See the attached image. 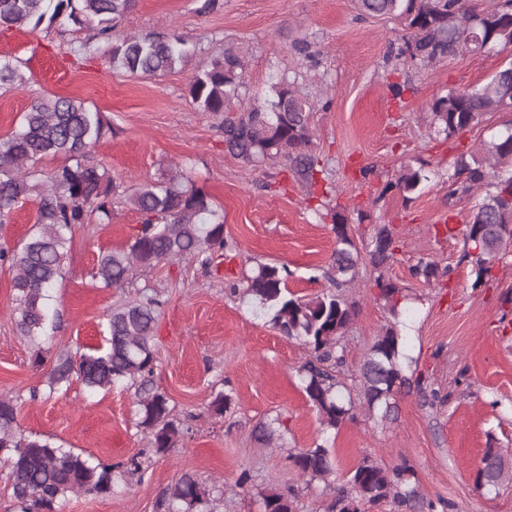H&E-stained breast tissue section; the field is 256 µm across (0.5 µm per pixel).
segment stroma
<instances>
[{
	"label": "stroma",
	"mask_w": 512,
	"mask_h": 512,
	"mask_svg": "<svg viewBox=\"0 0 512 512\" xmlns=\"http://www.w3.org/2000/svg\"><path fill=\"white\" fill-rule=\"evenodd\" d=\"M202 3L136 0L120 20L124 34L175 31L196 41L189 64L161 77L113 70L104 57L76 65L57 54L58 44L86 40V28L0 29V59L23 61L27 78L25 87L0 89V138L40 98L82 100L112 127L93 149L96 162L127 189L183 171L223 212L224 236L234 245L216 274L200 261L181 259L137 273L126 288L96 287L90 273L98 257L127 246L141 222L115 199L111 223L73 227L53 292L59 317L38 348L19 332L13 274L0 265V398L14 400L19 434L51 438L126 472L110 493L68 495L56 512H168L163 493L184 473L217 488V512H262V493L291 487L299 491L298 512H325L333 487L366 456L388 467L411 465L423 495L448 501L449 512H512L511 481L495 493L473 482L486 448L512 455V262L475 285L464 233L482 194H451L448 182L457 154L497 134L512 112L483 115L460 137L442 141L430 135L428 108L448 91L488 80L512 60V48L495 46L424 70L392 53L404 34L401 22L360 15L356 0H222L209 13L201 12ZM300 40L308 53L296 50ZM231 45L246 52L245 104L262 102L272 78L283 73L309 98V150L335 187L329 206L344 217L356 243L368 242L378 224L398 236L386 274L410 299L400 318L406 348L438 390L436 404L410 385L398 393L389 420L376 424L358 411L339 429L324 428L297 373L308 348L272 328L238 294L260 263L286 267L296 295L327 290L322 270L336 236L306 188L287 175L285 162L255 167L234 158L224 149L222 116L192 103L187 86L197 67ZM395 82L405 87L399 101ZM407 165L429 177L409 201L385 187ZM366 167L374 170L367 178L361 175ZM422 258L446 269L439 284L412 277ZM145 290L164 302L153 389L167 397L173 421L186 429L164 455L147 447L134 388L91 392L76 380L54 394L47 387L59 351L102 345L107 312ZM345 294L358 315L339 376L354 385L365 352L392 316L369 266ZM222 392L233 402L220 414L212 403ZM277 417L288 425L283 445L265 447L253 430ZM323 441L335 455L336 474L330 483L305 485L288 453ZM134 457L142 469L131 475L126 467ZM244 471L250 480L243 485Z\"/></svg>",
	"instance_id": "35a3bbf8"
}]
</instances>
